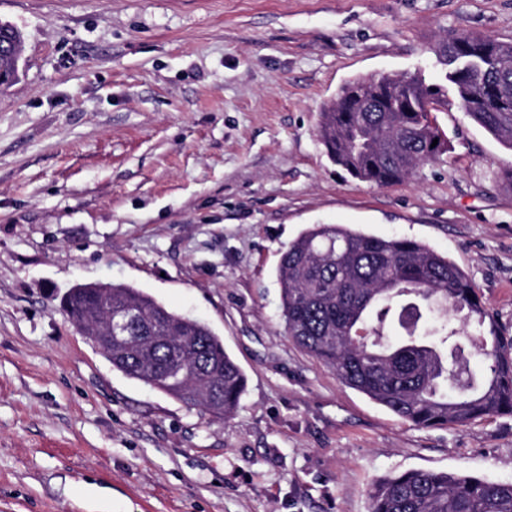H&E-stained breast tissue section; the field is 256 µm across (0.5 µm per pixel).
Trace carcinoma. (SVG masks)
I'll list each match as a JSON object with an SVG mask.
<instances>
[{
  "instance_id": "cac0c4a2",
  "label": "carcinoma",
  "mask_w": 512,
  "mask_h": 512,
  "mask_svg": "<svg viewBox=\"0 0 512 512\" xmlns=\"http://www.w3.org/2000/svg\"><path fill=\"white\" fill-rule=\"evenodd\" d=\"M436 56L443 80L376 74L341 87L321 112L319 137L332 160L376 186L400 182L440 159L446 145L431 113L455 104L512 149V44L459 33ZM438 143H433V140ZM285 333L348 387L420 428L462 426L512 415V337L487 317L476 288L448 258L406 238L345 224H314L290 242L277 267ZM107 291L79 283L63 308L81 324ZM441 312L427 334L423 313ZM139 314L117 370L219 420L233 416L246 376L207 324L131 286L112 285V311ZM402 334H385L389 313ZM170 332L160 341L153 330ZM472 342L485 373L476 376L458 344ZM370 512H512V483L410 470L379 481Z\"/></svg>"
}]
</instances>
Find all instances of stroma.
<instances>
[{
  "label": "stroma",
  "mask_w": 512,
  "mask_h": 512,
  "mask_svg": "<svg viewBox=\"0 0 512 512\" xmlns=\"http://www.w3.org/2000/svg\"><path fill=\"white\" fill-rule=\"evenodd\" d=\"M0 512H368L383 477L512 482V415L421 429L285 336L275 271L313 224L448 256L512 336V149L456 107L408 180L318 136L346 82L441 72L512 0H0ZM124 283L205 322L244 371L229 421L113 368L60 307ZM10 36H12L11 26L7 23L0 22V56L2 53L13 59V68L10 71V78L14 79L18 76L21 54L17 48L16 42L9 39ZM6 56L0 57V70L5 74L7 69L10 67V61Z\"/></svg>",
  "instance_id": "obj_1"
}]
</instances>
